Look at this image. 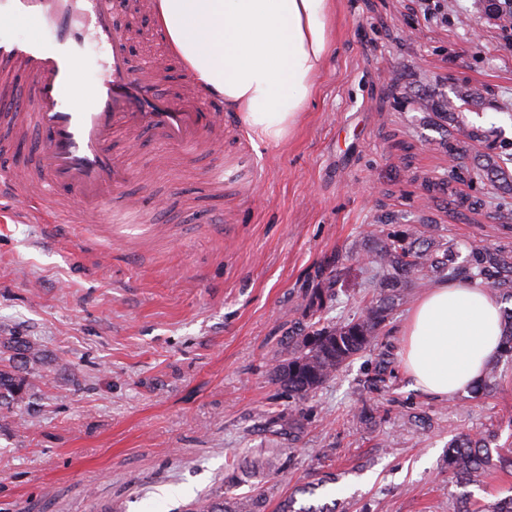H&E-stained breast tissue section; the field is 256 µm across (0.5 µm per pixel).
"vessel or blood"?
<instances>
[{
	"instance_id": "vessel-or-blood-1",
	"label": "vessel or blood",
	"mask_w": 512,
	"mask_h": 512,
	"mask_svg": "<svg viewBox=\"0 0 512 512\" xmlns=\"http://www.w3.org/2000/svg\"><path fill=\"white\" fill-rule=\"evenodd\" d=\"M131 0H0V16L46 32L27 44H0V61L13 63L34 81L28 92L8 103L0 121L44 136L35 167L0 177V201L26 198L28 214L61 223L58 195L78 196L95 221L126 210L120 189L128 175L114 147L117 136L135 140L152 131L166 148L190 158L224 130V105L199 87L164 94L160 72L129 63L131 28L117 24ZM103 46V77L78 88V64L86 42Z\"/></svg>"
}]
</instances>
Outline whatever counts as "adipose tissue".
Returning a JSON list of instances; mask_svg holds the SVG:
<instances>
[{"mask_svg": "<svg viewBox=\"0 0 512 512\" xmlns=\"http://www.w3.org/2000/svg\"><path fill=\"white\" fill-rule=\"evenodd\" d=\"M332 0H158L155 22L196 81L278 143L297 125L331 52ZM501 344V303L475 283L435 284L402 329V364L426 394L468 393Z\"/></svg>", "mask_w": 512, "mask_h": 512, "instance_id": "ef3b65f1", "label": "adipose tissue"}]
</instances>
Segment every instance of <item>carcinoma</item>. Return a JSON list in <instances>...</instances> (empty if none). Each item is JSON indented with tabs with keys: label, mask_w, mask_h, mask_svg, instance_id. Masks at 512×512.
<instances>
[{
	"label": "carcinoma",
	"mask_w": 512,
	"mask_h": 512,
	"mask_svg": "<svg viewBox=\"0 0 512 512\" xmlns=\"http://www.w3.org/2000/svg\"><path fill=\"white\" fill-rule=\"evenodd\" d=\"M485 12L498 16L500 30L512 36V0H479ZM419 109L429 111L432 118L448 128L438 142L439 148L452 156L458 150L455 134L478 144L486 152L478 155L472 167L473 177L488 183L497 206L512 197V141L498 138L495 130L469 123L459 112H444V101L433 95L419 98ZM371 247L366 262L379 288L357 314L331 321L325 315L336 300L335 285L339 257L326 263L314 288L306 293L304 311L307 322L288 336L286 352L273 360L272 380L288 388V392L304 398L320 388L353 356L370 346L392 313L395 302L411 296V289L453 272L456 251L442 235L383 234L370 232ZM468 277L483 280V285L512 299V254L487 247L479 252L477 266ZM504 333L500 356L512 359V308L503 311ZM24 384L21 379L0 369V406L19 401ZM263 461L233 458L224 473V487L190 504L189 512H265L267 495L260 484H251L246 492L235 493L245 485L241 475L256 471ZM448 475L468 484H477L487 473L502 466H512L511 454H492L486 435L465 434L448 444L445 459ZM290 495L278 505V512H332L323 506L294 508Z\"/></svg>",
	"instance_id": "cac0c4a2"
}]
</instances>
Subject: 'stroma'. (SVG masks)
<instances>
[{
    "label": "stroma",
    "mask_w": 512,
    "mask_h": 512,
    "mask_svg": "<svg viewBox=\"0 0 512 512\" xmlns=\"http://www.w3.org/2000/svg\"><path fill=\"white\" fill-rule=\"evenodd\" d=\"M333 49L296 128L280 143L227 113L224 137L192 162L156 172L152 134L118 142L139 201L131 237L111 256L82 250L103 224H39L0 212V368L28 393L0 409V512H186L224 481L233 457L269 459L252 480L267 508L330 476L312 501L336 512H457L464 496L512 494V472L478 486L449 478L444 458L462 433L512 449V362L499 361L488 395L437 399L403 370L397 302L376 342L299 400L274 384L272 359L304 320L302 296L339 257V320L373 289L367 230L439 223L462 260L490 245L512 253V211L461 206L478 150L460 140L456 198H425L448 177L442 130L414 101L464 83L478 96L469 122L512 139V39L473 0H452L447 22L413 0H334ZM253 165L255 192L226 181L215 201L199 179L215 158ZM174 196L166 214L156 201ZM36 342L24 363L12 337ZM383 383L371 384L377 370ZM295 411L305 431L272 434L267 415Z\"/></svg>",
    "instance_id": "obj_1"
}]
</instances>
